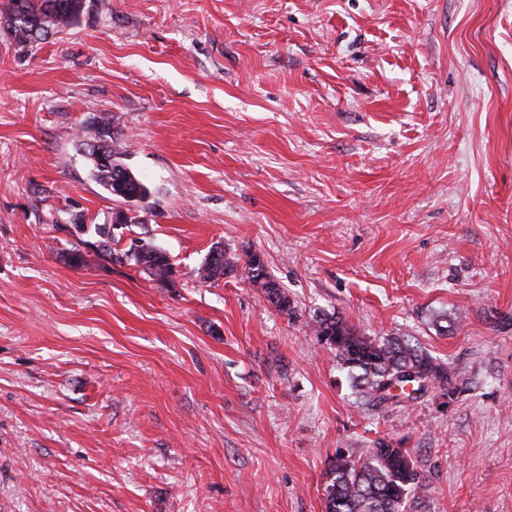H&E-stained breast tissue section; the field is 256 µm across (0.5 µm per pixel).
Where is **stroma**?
I'll list each match as a JSON object with an SVG mask.
<instances>
[{"label":"stroma","mask_w":512,"mask_h":512,"mask_svg":"<svg viewBox=\"0 0 512 512\" xmlns=\"http://www.w3.org/2000/svg\"><path fill=\"white\" fill-rule=\"evenodd\" d=\"M106 115L145 201L93 177ZM125 208L170 282L69 262ZM217 243L238 269L206 281ZM326 314L416 339L457 400L360 406ZM380 438L414 512H512V0H87L28 51L0 31V512H326L337 449ZM248 279L260 284L265 293L266 300L280 313L290 315L293 312L292 302L288 298V292L267 271L263 259L259 254L253 253L248 257L245 270Z\"/></svg>","instance_id":"35a3bbf8"}]
</instances>
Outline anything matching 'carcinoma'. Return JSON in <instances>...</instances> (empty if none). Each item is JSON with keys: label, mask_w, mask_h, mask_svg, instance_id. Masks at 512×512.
<instances>
[{"label": "carcinoma", "mask_w": 512, "mask_h": 512, "mask_svg": "<svg viewBox=\"0 0 512 512\" xmlns=\"http://www.w3.org/2000/svg\"><path fill=\"white\" fill-rule=\"evenodd\" d=\"M85 6V0H9V6L0 9V28L9 32L25 51L41 37L73 24ZM82 145L93 162L97 181L110 194L126 202L150 195L147 185L118 161L119 142L113 121L95 118L88 122ZM95 234L97 240L90 243L91 256L121 261L115 248L119 240L110 236L107 225H97ZM135 265L154 281L171 280L173 263L169 255L150 242H143ZM236 268L237 262L218 243L206 258L203 278L219 279ZM246 269L248 279L261 285L266 300L279 313L292 314L288 291L267 271L259 254L248 257ZM314 332L335 351L338 364L347 370L359 398L373 409L416 400L425 379L439 386L450 400L459 392L447 367L408 337L363 336L335 316L317 320ZM423 489L409 450L394 448L379 439L359 461L336 450L327 471V512H405L408 502Z\"/></svg>", "instance_id": "obj_1"}]
</instances>
